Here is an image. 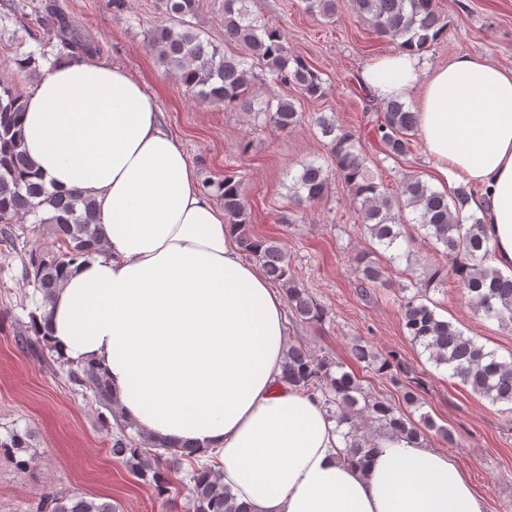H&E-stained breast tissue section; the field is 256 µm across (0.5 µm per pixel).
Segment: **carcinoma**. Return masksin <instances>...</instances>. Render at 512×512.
I'll list each match as a JSON object with an SVG mask.
<instances>
[{"label": "carcinoma", "mask_w": 512, "mask_h": 512, "mask_svg": "<svg viewBox=\"0 0 512 512\" xmlns=\"http://www.w3.org/2000/svg\"><path fill=\"white\" fill-rule=\"evenodd\" d=\"M170 25L156 29L149 47L159 63L174 74L187 92L203 103L235 106L245 112H261L266 122L278 130H287L302 120L294 102L287 98H268L255 108L253 64L264 67L275 82L293 86L308 98L323 92L324 81L304 58L293 54L288 38L276 27L249 12L247 0H224L223 49L202 38L186 17L194 14L199 0H163ZM305 10L331 19L336 14V0H302ZM356 12L382 36L397 41L398 47L424 51L447 29L436 0H351ZM24 96L13 85L0 83V237L15 240L16 220L33 218L36 228H44L58 248L28 254L23 275L34 287L36 310L46 308L57 288L61 271L79 258L87 257L100 242L99 222L94 200L79 191L53 194L39 182L25 153L17 115ZM314 123L329 138L332 170L308 163L294 179L290 198L298 205L314 202L327 192L331 178L342 179L353 200L360 204L362 224L371 240L388 256L393 265L402 255L396 253L398 241L406 237L402 212L415 214L411 222L424 230L425 237L443 247V253L455 261L452 271L466 288L475 313L512 324V275L485 265L492 249L483 233L482 218L463 216L472 198L470 187L461 185L450 192L432 189L418 177L400 183L398 192L385 191L383 182L367 165L360 140L348 128L322 115ZM418 115L406 103H384L383 121L373 126L384 154L393 159L410 151L411 136L417 128ZM224 198V215L233 225L247 256L256 259L271 282L285 291L288 305L307 323L322 325L327 309L298 279L288 255L273 240L261 238L251 230V212L241 191V181L234 172H226L218 183ZM448 278L438 269L419 280L420 291L402 296L404 328L411 340L428 352L437 366H445L451 376L470 387L472 392L491 403L512 404V360L503 361L492 351L464 333L448 320L437 316L428 296L441 288ZM387 284L385 267L364 255L360 258L359 288L370 289ZM31 334L23 340L26 350L41 357L52 351L47 333L30 325ZM352 355L375 373L391 376L408 370L395 354H381L359 341ZM67 380L82 395H91L98 405L101 428L111 435L112 458L124 463L140 482L150 486L157 498L168 502L179 493L172 474L187 463V512H249L224 488L216 468L200 465L179 450L174 443H161L137 430L124 420L110 392L104 375L94 368L69 364ZM280 382L316 395L323 400L345 442L347 460L361 463L377 451L374 439L401 433L416 443H427L436 435L455 444L454 432L438 425L427 414L414 420L412 414L392 402L368 392L352 372L342 370L329 355H315L302 343H289L282 363ZM33 434L12 429L0 438V451L16 468L27 470L34 460ZM34 512H119L118 505L87 497L81 492L62 493L45 490L32 506Z\"/></svg>", "instance_id": "obj_1"}]
</instances>
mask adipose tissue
Instances as JSON below:
<instances>
[{"label": "adipose tissue", "mask_w": 512, "mask_h": 512, "mask_svg": "<svg viewBox=\"0 0 512 512\" xmlns=\"http://www.w3.org/2000/svg\"><path fill=\"white\" fill-rule=\"evenodd\" d=\"M380 100L420 89L418 128L437 181L470 183L492 263L512 270V70L462 54L424 73L417 54L374 58ZM23 147L51 190L97 204L101 241L69 265L46 310L59 355L103 373L123 417L218 455L250 512H485L466 469L398 435L344 462L322 405L280 384L284 297L246 261L158 104L127 70L73 57L30 88Z\"/></svg>", "instance_id": "obj_1"}]
</instances>
